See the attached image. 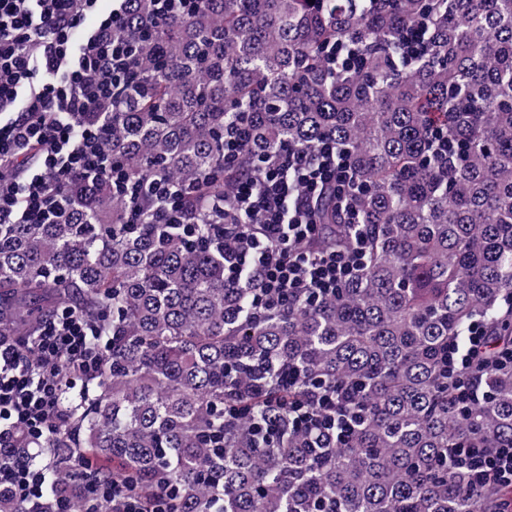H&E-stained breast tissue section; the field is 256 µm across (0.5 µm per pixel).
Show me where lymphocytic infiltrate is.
Wrapping results in <instances>:
<instances>
[{
	"mask_svg": "<svg viewBox=\"0 0 512 512\" xmlns=\"http://www.w3.org/2000/svg\"><path fill=\"white\" fill-rule=\"evenodd\" d=\"M127 0L109 11L97 0H0V226L65 222L74 208L69 185L86 175L115 180L102 149L104 130L88 115L116 95L135 64L119 37ZM347 164L331 142L313 152L283 149L257 173L234 180L227 202L234 212L218 230L226 241L224 275L254 288L253 303L274 310L289 300L332 296L360 271L368 231L358 227L344 249H321L312 202L325 186L345 180ZM132 223L183 224L185 214L166 192H131ZM93 323L71 308L52 310L36 336L0 332V489L18 503L41 498L45 472L19 440L36 445L67 421L60 401L61 362L73 378L90 380L100 353L90 344ZM485 323L472 322L466 348L448 350V385L463 402H479L484 375L512 368V351L485 358ZM350 386L306 390L288 405L293 423L312 431H352ZM449 459L469 471L473 485H512V446L488 452L452 448Z\"/></svg>",
	"mask_w": 512,
	"mask_h": 512,
	"instance_id": "obj_1",
	"label": "lymphocytic infiltrate"
}]
</instances>
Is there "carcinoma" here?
<instances>
[{"label":"carcinoma","mask_w":512,"mask_h":512,"mask_svg":"<svg viewBox=\"0 0 512 512\" xmlns=\"http://www.w3.org/2000/svg\"><path fill=\"white\" fill-rule=\"evenodd\" d=\"M127 3L116 35L135 38L134 71L92 119L121 179L169 180L199 223L128 224L100 180L71 185L66 223L0 229V329L30 338L72 306L105 341L35 456L51 479L33 512L108 476L142 497L168 487L170 512H499L504 489L470 487L448 449L512 445V369L489 372L468 407L441 364L475 317L490 354L512 347V0H200L159 25L148 0ZM424 17L426 48L407 65L398 41ZM339 43L360 57L333 74ZM325 138L349 159L364 264L334 297L259 311L254 289L224 278L223 213L203 210L259 160ZM314 210L324 245H345L331 194ZM289 366L310 386L360 389L351 437L316 448L285 419L273 441L250 440L253 388L301 396Z\"/></svg>","instance_id":"obj_1"}]
</instances>
